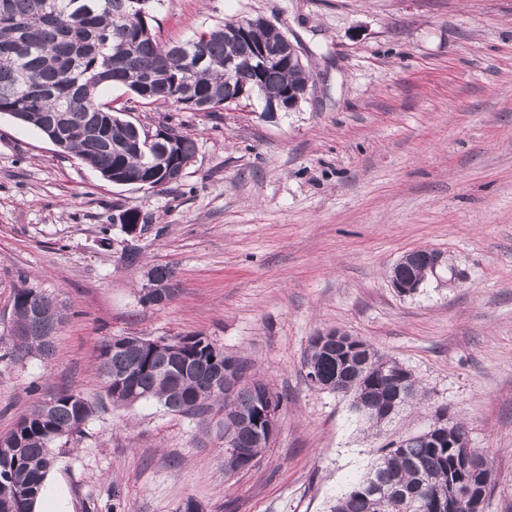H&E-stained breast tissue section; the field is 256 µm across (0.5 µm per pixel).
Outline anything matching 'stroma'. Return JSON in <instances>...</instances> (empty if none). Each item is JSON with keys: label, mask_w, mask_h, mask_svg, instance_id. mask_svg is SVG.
I'll return each mask as SVG.
<instances>
[{"label": "stroma", "mask_w": 512, "mask_h": 512, "mask_svg": "<svg viewBox=\"0 0 512 512\" xmlns=\"http://www.w3.org/2000/svg\"><path fill=\"white\" fill-rule=\"evenodd\" d=\"M176 44L262 15L299 37L310 92L291 111L260 98L216 112H131L196 143L164 190L105 181L0 114V436L35 403L76 390L94 411L54 445L49 477L72 512H329L381 448L461 420L492 468L485 512H512V0H157ZM139 211L134 239L118 217ZM137 265L123 262L127 250ZM433 249L444 269L416 294L388 272ZM178 282L143 303L147 272ZM67 317L51 356L7 358L17 289ZM361 337L409 369L428 405L370 428L352 397L310 385L312 336ZM201 334L280 395L257 464L224 473V414L116 406L96 369L115 336ZM172 273L173 270L166 265L154 266L149 271L148 276L151 275L156 280L153 278L148 279L146 286V292L150 295L153 305H164L173 297L177 285L176 277L173 274L170 278L166 279Z\"/></svg>", "instance_id": "35a3bbf8"}]
</instances>
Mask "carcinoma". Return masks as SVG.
<instances>
[{
  "label": "carcinoma",
  "instance_id": "cac0c4a2",
  "mask_svg": "<svg viewBox=\"0 0 512 512\" xmlns=\"http://www.w3.org/2000/svg\"><path fill=\"white\" fill-rule=\"evenodd\" d=\"M154 0H145L146 14H132L131 0H0V113L44 132V124L67 115L68 142L62 153L91 166L103 179L120 176L147 189L169 184L167 172L147 170L134 148L132 121L125 118L128 103L100 102L101 89L123 86L140 106H172L189 112H216L235 96L242 84L249 93L266 97L284 89H299L309 69L281 59L261 72L244 70L229 80L227 57L244 46L224 39L220 24L182 43L181 52L159 42L149 20ZM252 40L272 53L286 45L285 34L273 25L251 33ZM204 64L195 70L190 58ZM196 96L190 101L186 92ZM167 141L156 158L164 166L187 167L196 152L194 141L170 124L162 126ZM410 274L426 280L431 255L414 251ZM10 355L23 359L53 351L49 329L65 314L50 297L35 288H19L14 301ZM330 345L312 342L305 363L316 366L323 380L342 381L353 396V408L370 426L376 410L397 414L415 400H423L413 374L395 360L384 371L366 355L381 358L368 341L339 329ZM141 336H115L98 352V374L112 404L130 406L152 400L181 414L202 417L213 405L233 422L231 439L242 448H255V416L267 385L243 377L239 388L225 395L212 390L217 368L233 367L245 374L246 361L227 355L200 334L184 336L190 366L182 371L173 354L145 347ZM125 377L123 386L112 379ZM38 403L14 428L0 437V512H33L47 472L53 464L51 444L81 432L93 413L79 392H63ZM461 425L393 441L380 450L368 471L341 497L331 512H433L435 501L448 500V483L466 487L471 480L492 489L489 466L470 473L456 467Z\"/></svg>",
  "mask_w": 512,
  "mask_h": 512
}]
</instances>
